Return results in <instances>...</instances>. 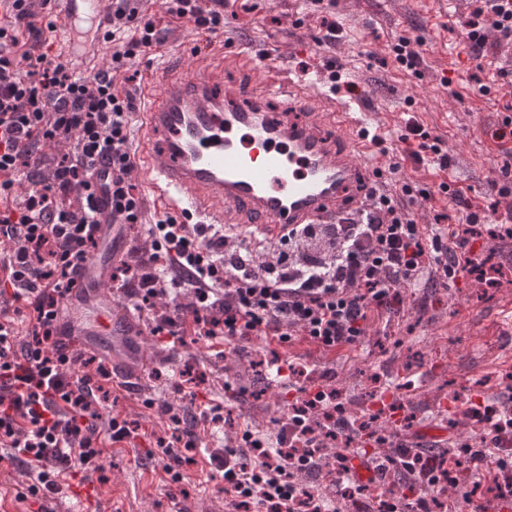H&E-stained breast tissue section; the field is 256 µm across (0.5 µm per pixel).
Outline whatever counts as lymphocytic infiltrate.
Instances as JSON below:
<instances>
[{"mask_svg":"<svg viewBox=\"0 0 512 512\" xmlns=\"http://www.w3.org/2000/svg\"><path fill=\"white\" fill-rule=\"evenodd\" d=\"M51 0H0L12 24L0 25V463L20 469V499L61 492L67 477L91 481L103 474L112 444L137 438L138 426L104 414L111 372L87 349L65 344V302L102 233L103 202L116 224H144L150 240L135 262L119 260L113 286L137 298L140 307L165 302L166 316L150 327L154 336L192 322L199 335L240 346L256 336L281 345L303 340L323 352L363 343L372 319L386 320L404 303L403 290L446 278L470 276L495 285L497 268L475 255L483 213L464 223L429 228L416 223L403 202L412 188L375 196L359 219L342 224H301L279 241L245 238L220 224H179L158 216L143 223L141 199L131 181L136 105L113 77L161 43L157 22L141 0H112V24L102 37L112 52L107 68L77 70L58 56L35 23ZM464 22L468 50L480 54L488 34L512 42V0H475ZM229 0H167L166 12L194 29L225 27ZM112 165L96 178V160ZM30 188L23 197L15 190ZM295 397L276 432L240 431L234 445L209 454L211 471L224 480V498L234 512H342L369 486L381 485L396 468L411 474L416 496L399 494L391 512H430L426 490L444 497L443 512H461L447 498L451 481L443 456L393 445L384 418L401 411L400 401L381 404V422L359 428L364 445L335 457L336 496L310 492L301 476L321 468L322 439L345 435L352 423L341 394L321 385H300L298 371L276 368ZM469 402L466 415L481 437L462 449L466 470L490 481L502 499H512V405L497 420ZM175 441L156 435L157 455L171 484L182 485L189 460L175 452L197 449L207 410L172 415ZM361 458L368 481L352 478L350 462Z\"/></svg>","mask_w":512,"mask_h":512,"instance_id":"1","label":"lymphocytic infiltrate"}]
</instances>
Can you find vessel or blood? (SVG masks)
Returning a JSON list of instances; mask_svg holds the SVG:
<instances>
[{
	"instance_id": "1",
	"label": "vessel or blood",
	"mask_w": 512,
	"mask_h": 512,
	"mask_svg": "<svg viewBox=\"0 0 512 512\" xmlns=\"http://www.w3.org/2000/svg\"><path fill=\"white\" fill-rule=\"evenodd\" d=\"M65 61L99 68L105 41L75 43V24L104 26L109 0H59ZM194 66L170 75L159 63L143 85L146 104L138 130L136 171L161 215L180 224H221L244 236L277 241L286 227L333 224L368 202L355 195L365 176L384 182L389 167L374 153L361 114L323 89L267 77L246 108H229L234 94L222 72L189 53ZM287 95L306 112H271L264 101Z\"/></svg>"
}]
</instances>
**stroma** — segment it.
Returning a JSON list of instances; mask_svg holds the SVG:
<instances>
[{
  "mask_svg": "<svg viewBox=\"0 0 512 512\" xmlns=\"http://www.w3.org/2000/svg\"><path fill=\"white\" fill-rule=\"evenodd\" d=\"M248 10L229 17L224 34L195 32L165 16V0H145V13L163 27L158 53L172 66H189L183 50L201 44L211 65L223 68L227 83L247 88L251 75L227 67L225 36H233L260 60L264 71L291 75L308 86L324 83L330 65L341 67L353 82L350 95L356 111L366 113L384 139L375 154L396 161L414 193L407 206L417 223L434 224L437 215L458 223L460 209L438 194L440 182L462 187L472 206L505 217L512 203L493 191L501 168L511 165L493 132L512 90L484 96L479 84H492L499 68H512V45L489 38L486 55L469 57L463 49V21L473 0H335L326 17L315 14L309 0H248ZM336 21L333 47L319 45L322 19ZM417 42L422 56L418 70L401 67L391 50L394 39ZM441 140L447 169L419 165L407 155L404 134L408 118ZM431 190L432 198L421 195ZM479 255H492L504 276L487 287L468 278L433 283L404 295V313L390 328L371 327L355 351L324 354L299 341L280 347L270 337H255L248 349L229 355L198 336L193 327L179 330L171 341L149 333L153 312H138L133 300L109 289L88 288L70 300L66 328L80 327L76 344L106 357L114 381L130 382L119 390L113 413L138 421V438L112 446L105 453L104 490L116 496L120 512H224L222 478H209L199 467L188 468L184 493L169 497L167 476L158 460L148 459L151 434L166 428V404L182 405L183 392L173 386V372L189 365L201 373L199 402L217 416L230 418L234 429L275 430L288 404L287 388L270 375L252 371L254 361L280 357L307 367L306 386L328 384L342 395L348 417L375 411L368 393L375 380L391 391L415 417L414 429L395 426L394 441L417 442L418 430L437 423L446 413L449 395L506 403L512 399V237L498 233L477 240ZM153 407H146V400Z\"/></svg>",
  "mask_w": 512,
  "mask_h": 512,
  "instance_id": "35a3bbf8",
  "label": "stroma"
}]
</instances>
